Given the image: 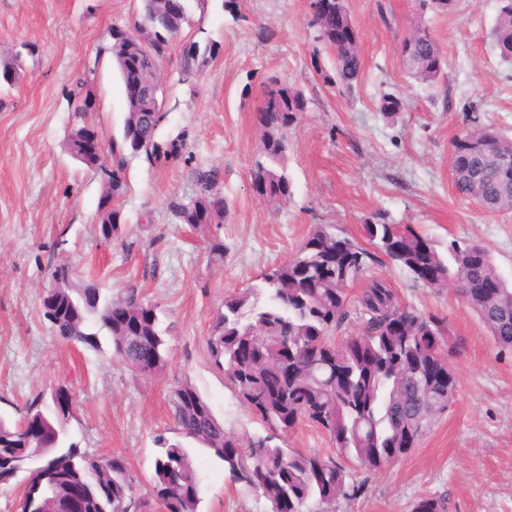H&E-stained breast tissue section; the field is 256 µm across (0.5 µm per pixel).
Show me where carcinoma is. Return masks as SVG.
Returning a JSON list of instances; mask_svg holds the SVG:
<instances>
[{"instance_id":"cac0c4a2","label":"carcinoma","mask_w":512,"mask_h":512,"mask_svg":"<svg viewBox=\"0 0 512 512\" xmlns=\"http://www.w3.org/2000/svg\"><path fill=\"white\" fill-rule=\"evenodd\" d=\"M310 12L315 39L332 56L336 79L351 89L357 82L362 58L358 42L339 41L337 31L352 25L344 0H311ZM142 21L154 34L149 52L132 39L111 29L107 52L118 72L130 63L152 69L172 48V39L188 13L170 18L163 14L161 0H142ZM501 59L512 61V0H502L491 32ZM407 74L433 83L442 73L444 58L438 43L425 27H417L402 45ZM208 63L207 53L195 44L180 58L183 76L190 79ZM95 67H87L68 92L69 131L67 145L77 146L74 133L87 123L90 112L81 108L93 99ZM259 116L264 123L261 156L255 162L253 178L267 182L266 200L290 198L291 183L284 166L288 133L306 110L300 89L268 78L260 83ZM164 88L152 90V111L136 120L125 118L121 141L108 144L112 177V213L100 222L112 220V238L121 235L126 223L122 200L127 194V156L145 155L154 165L167 166L189 161L188 135L179 131L166 140L157 137L164 116L161 111ZM402 109V99L392 93L380 97L379 111L387 118ZM454 190L462 200L479 202L490 212L512 211V137L481 125L465 129L450 148ZM190 177L196 187L192 199L169 202L171 214L182 224L224 222L226 202L218 192L219 168L194 166ZM363 230L375 248L392 264L421 281L422 269H437L436 288L453 284L456 294L469 306L502 349H512V284L501 280L494 295L485 283L500 275L495 260L477 242L453 241L448 255H442L428 237L410 227L390 224L378 217ZM375 256L347 237L339 238L330 226L318 224L286 262L265 271L260 284L224 298V310L215 314L206 344L213 364L224 372L242 404L255 408L254 415L267 434H237L225 428L193 383L186 379L173 391L174 420L180 438L158 439L160 453L154 464L153 498L138 497L135 475L127 460L118 455L96 456L80 450L66 426H55L51 445L33 448L22 429L28 419L52 415L45 394L37 393L25 403L19 418L0 416V477L13 469L39 470L61 477L25 489L20 512H34L42 505L48 512L62 508L75 485L86 488L80 512H200V479L191 453L184 445L190 440L224 464L230 481L243 492L264 498L265 512H275L276 499H295L300 512H335L336 500L358 497L364 483L331 456L304 453L272 444L274 435L285 433L303 420L325 431L336 451L364 472H375L403 455L402 432L406 424L415 427L414 437L422 440L436 419L452 403L456 393L453 374L438 383L426 380L420 371L429 355L449 356L452 347L447 323L402 302L389 285L379 279L368 282L355 301L346 285L363 277ZM142 295L135 287L122 296L104 295L97 285L80 278L70 288L42 301L46 318L61 336L68 328L61 319L63 304H86L88 316L73 340L95 351L99 336L106 333L112 354L130 370L147 355L154 372L168 363L165 311L156 306L153 318H140ZM126 310L129 322L110 323L109 309ZM360 320L361 331L339 336L337 332L351 314ZM257 346V363L252 367L235 364L238 345ZM238 444L244 452L224 454L223 447ZM443 494L419 497L411 512H447Z\"/></svg>"}]
</instances>
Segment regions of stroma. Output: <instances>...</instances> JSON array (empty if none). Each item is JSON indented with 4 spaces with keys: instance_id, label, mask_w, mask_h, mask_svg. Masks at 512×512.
Returning a JSON list of instances; mask_svg holds the SVG:
<instances>
[{
    "instance_id": "obj_1",
    "label": "stroma",
    "mask_w": 512,
    "mask_h": 512,
    "mask_svg": "<svg viewBox=\"0 0 512 512\" xmlns=\"http://www.w3.org/2000/svg\"><path fill=\"white\" fill-rule=\"evenodd\" d=\"M310 0H186L191 16L163 60L167 116L159 135L190 133L191 164L156 166L129 157L126 224L120 242L99 232L102 178L68 151L66 94L74 76L97 64L98 109L105 139L120 136L127 111L110 58L97 51L112 28L140 19L141 0H0V56H20L23 76L0 99V413L15 414L40 391L68 386L77 397L69 432L80 448L120 455L151 497L158 435L173 437L172 391L190 379L227 429L264 434L223 372L205 338L225 296L258 284L287 261L315 225H331L361 247L368 219L408 224L438 250L477 241L512 281V213L460 200L452 187L450 144L480 124L512 135V62L497 55L491 29L501 0H453L447 10L419 0H346L358 32L363 70L356 87L326 82L333 62L316 54L307 27ZM440 45L446 66L423 85L406 73L401 45L416 26ZM213 42L218 51L195 78L179 68L184 46ZM275 76L301 89L307 109L289 134L285 165L292 194L268 204L252 186L260 154V83ZM400 95L386 120L382 93ZM221 170L223 223L177 221L168 203L191 199L189 165ZM62 251H55L57 240ZM224 245L212 260L209 245ZM120 295L136 285L166 312L170 362L150 378L113 357L56 336L41 302L48 255ZM388 283L414 308L444 318L456 344L449 361L455 400L419 445L377 472L354 470L365 488L336 512H410L422 495L443 493L448 512H512V352L498 347L453 288L414 282L386 260L348 286ZM201 512H263L236 488L222 462L196 449Z\"/></svg>"
}]
</instances>
